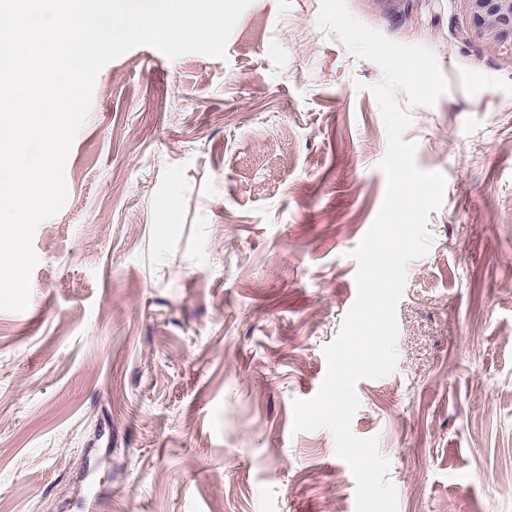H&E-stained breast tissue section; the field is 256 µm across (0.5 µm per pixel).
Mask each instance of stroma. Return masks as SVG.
Returning a JSON list of instances; mask_svg holds the SVG:
<instances>
[{
	"label": "stroma",
	"instance_id": "35a3bbf8",
	"mask_svg": "<svg viewBox=\"0 0 512 512\" xmlns=\"http://www.w3.org/2000/svg\"><path fill=\"white\" fill-rule=\"evenodd\" d=\"M347 4L450 81L410 111L444 196L351 430L398 512H512V46H484L468 0ZM319 6L252 0L226 59L139 46L100 71L28 306L0 312V512H355L292 403L355 300L387 139L380 68Z\"/></svg>",
	"mask_w": 512,
	"mask_h": 512
}]
</instances>
